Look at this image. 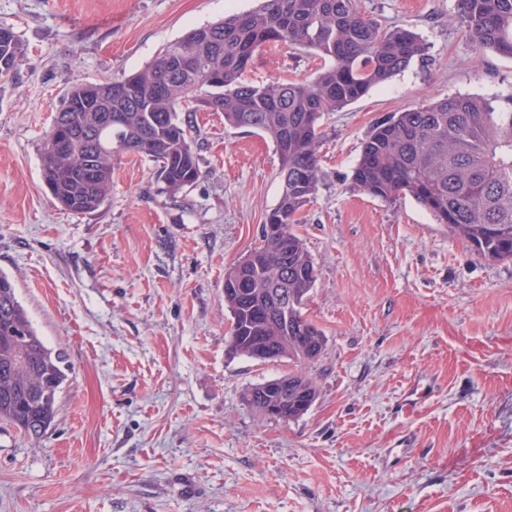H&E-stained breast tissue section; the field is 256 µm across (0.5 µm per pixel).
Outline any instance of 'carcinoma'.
<instances>
[{"instance_id":"carcinoma-1","label":"carcinoma","mask_w":512,"mask_h":512,"mask_svg":"<svg viewBox=\"0 0 512 512\" xmlns=\"http://www.w3.org/2000/svg\"><path fill=\"white\" fill-rule=\"evenodd\" d=\"M457 14L475 49L512 58V0H457ZM289 44L327 64L310 80L247 83L242 75L263 49ZM427 46L403 26L384 27L357 0H258L246 12L188 31L153 61L125 76L70 86L61 132L77 136L76 151L53 149L58 131L44 135L43 179L52 198L75 214L94 212L112 192V156L132 154L158 163L162 190L177 194L201 176L190 117L220 112L224 124L263 133L280 157L279 200L265 217L279 233L229 268L224 287L246 280L247 294L224 297L234 355L317 362L322 331L302 313L317 278L296 231L325 172L319 164L320 120L388 81ZM15 34L0 27V74L21 62ZM122 85L126 96L111 95ZM353 186L384 201L413 197L455 237L492 260L512 259V93L453 96L420 104L379 122L363 144ZM66 358L48 348L0 272V421L42 436L52 425L67 380ZM317 386L305 372L288 373L277 391L260 383L243 399L259 414L275 399L282 419L304 415Z\"/></svg>"}]
</instances>
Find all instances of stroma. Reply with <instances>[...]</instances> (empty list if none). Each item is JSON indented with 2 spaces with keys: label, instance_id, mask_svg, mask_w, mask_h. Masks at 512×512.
<instances>
[{
  "label": "stroma",
  "instance_id": "obj_1",
  "mask_svg": "<svg viewBox=\"0 0 512 512\" xmlns=\"http://www.w3.org/2000/svg\"><path fill=\"white\" fill-rule=\"evenodd\" d=\"M255 0H0L26 56L0 76V271L72 372L38 438L0 422V512H512V260L471 250L411 197L354 189L376 123L425 100L512 93V59L478 53L456 0H360L415 31L424 59L321 119L326 173L299 232L317 280L303 314L325 335L303 416L244 392L288 360L227 353L228 267L260 243L280 159L270 139L196 113L200 179L161 190L125 154L97 211L61 209L43 138L65 87L138 71ZM322 64L279 45L255 83Z\"/></svg>",
  "mask_w": 512,
  "mask_h": 512
}]
</instances>
